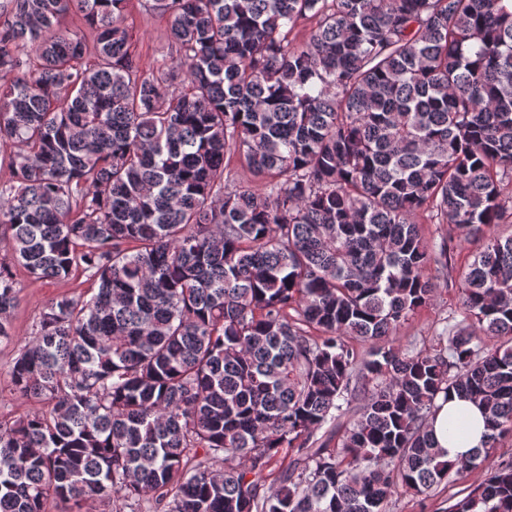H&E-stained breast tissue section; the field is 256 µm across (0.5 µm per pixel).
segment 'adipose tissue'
Segmentation results:
<instances>
[{"instance_id": "1", "label": "adipose tissue", "mask_w": 512, "mask_h": 512, "mask_svg": "<svg viewBox=\"0 0 512 512\" xmlns=\"http://www.w3.org/2000/svg\"><path fill=\"white\" fill-rule=\"evenodd\" d=\"M438 410L430 421V428L437 444L447 450L449 459L467 461L471 451L480 447L486 431L480 409L471 401L459 396L438 399ZM464 418L468 431L464 439H456L448 432L450 420Z\"/></svg>"}]
</instances>
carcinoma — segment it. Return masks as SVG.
<instances>
[{
  "mask_svg": "<svg viewBox=\"0 0 512 512\" xmlns=\"http://www.w3.org/2000/svg\"><path fill=\"white\" fill-rule=\"evenodd\" d=\"M126 6L0 0V340L13 265L90 284L11 366L42 408L0 422V512H389L465 473L451 391L488 433L448 512H512V0H145L152 70ZM420 211L484 245L443 347L402 350L448 271ZM145 0H129L125 25L132 33V50L145 69L155 68L169 52L167 20L144 6ZM438 410L430 420V429L437 444L448 451L447 459L466 463L474 448L480 447L486 431L481 410L471 401L453 394L446 401L443 396L437 400ZM456 417L466 420V437L459 441L448 433V422Z\"/></svg>",
  "mask_w": 512,
  "mask_h": 512,
  "instance_id": "obj_1",
  "label": "carcinoma"
}]
</instances>
